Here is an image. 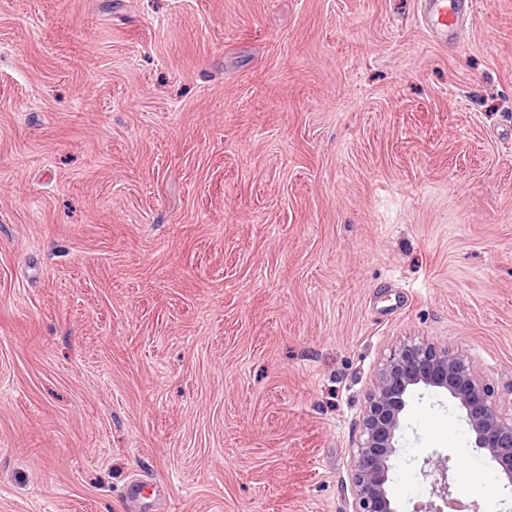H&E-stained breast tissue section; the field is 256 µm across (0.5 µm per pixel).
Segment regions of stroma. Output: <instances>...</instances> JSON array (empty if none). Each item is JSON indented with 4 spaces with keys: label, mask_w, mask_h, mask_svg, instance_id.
Segmentation results:
<instances>
[{
    "label": "stroma",
    "mask_w": 512,
    "mask_h": 512,
    "mask_svg": "<svg viewBox=\"0 0 512 512\" xmlns=\"http://www.w3.org/2000/svg\"><path fill=\"white\" fill-rule=\"evenodd\" d=\"M422 10L0 0V512H354L408 341L512 404V0ZM403 415L399 512L446 455L512 512L448 394ZM461 0H424L422 18L436 34L448 38L456 24L464 16Z\"/></svg>",
    "instance_id": "1"
}]
</instances>
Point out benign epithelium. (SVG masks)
I'll return each instance as SVG.
<instances>
[{
    "mask_svg": "<svg viewBox=\"0 0 512 512\" xmlns=\"http://www.w3.org/2000/svg\"><path fill=\"white\" fill-rule=\"evenodd\" d=\"M423 385L447 391L465 411L475 446L501 475L503 487L512 488V408L504 410L491 401L474 360L435 343H403L379 369L368 396L361 435L353 451L354 512H397L387 483L392 458L397 453V433L411 391ZM434 470H422L430 483L431 499L418 512H444L452 498L450 459L424 460Z\"/></svg>",
    "mask_w": 512,
    "mask_h": 512,
    "instance_id": "benign-epithelium-1",
    "label": "benign epithelium"
}]
</instances>
